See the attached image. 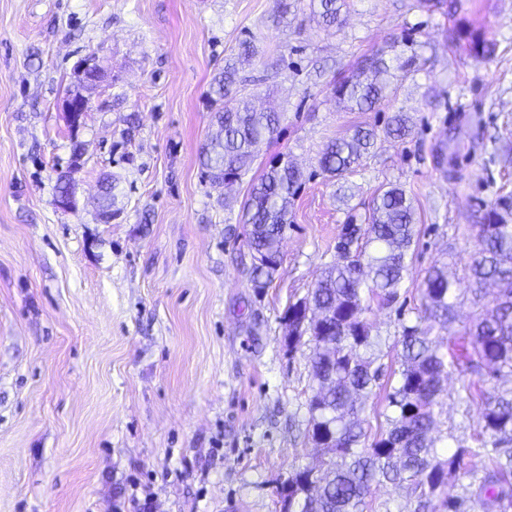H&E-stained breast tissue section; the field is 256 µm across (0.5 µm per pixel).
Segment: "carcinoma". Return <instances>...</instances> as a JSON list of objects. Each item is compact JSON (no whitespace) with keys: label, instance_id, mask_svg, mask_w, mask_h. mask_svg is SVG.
<instances>
[{"label":"carcinoma","instance_id":"1","mask_svg":"<svg viewBox=\"0 0 512 512\" xmlns=\"http://www.w3.org/2000/svg\"><path fill=\"white\" fill-rule=\"evenodd\" d=\"M345 0H310L311 14L330 27L341 24ZM254 46L240 45L236 56L213 77V120L219 132L200 148L199 159L213 184L224 185L250 171L262 145L271 144L281 116L256 110L239 77L250 63ZM388 72L384 51L364 54L351 75L334 83V97L350 110L366 111L385 97ZM408 117L396 113L387 123L388 137L405 138ZM377 132L358 126L351 136L329 142L318 159L328 179L344 176L361 165L375 147ZM303 184L301 170L279 154L250 185L242 205L243 223L250 226L248 246L254 254L251 279L258 288L271 280L279 265L289 213ZM477 250L465 266L463 283L482 299L492 282L498 295L481 306L475 321L464 327L447 351L431 337V323L451 319L460 282L448 279L445 267L433 266L420 288V306L412 324H402L400 380L386 393V427L366 443L360 398L380 386L372 368L379 337L363 317L371 303L390 307L408 269L416 235V211L406 191L396 185L373 198L368 224H347L336 243V259L314 288L288 306L283 321L288 353L311 348L310 367L316 387L307 402L309 436L321 449V468H294L280 486L289 512H365L374 490L400 484L415 503L414 512H466L474 499L482 512H506L512 506V387L488 391L485 385L512 378V196L500 194L473 225ZM463 374L466 403L481 405L480 431L466 441L450 436L448 457L431 436L435 409L448 378ZM476 461L462 493L446 489L448 472Z\"/></svg>","mask_w":512,"mask_h":512}]
</instances>
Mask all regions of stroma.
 <instances>
[{
    "label": "stroma",
    "mask_w": 512,
    "mask_h": 512,
    "mask_svg": "<svg viewBox=\"0 0 512 512\" xmlns=\"http://www.w3.org/2000/svg\"><path fill=\"white\" fill-rule=\"evenodd\" d=\"M280 2L0 0V512H130L135 495L151 512H279L280 483L318 457L310 350L289 353L282 317L334 260L344 224L364 223L391 184L417 208L400 306L365 314L383 368L364 401L373 434L429 270L463 277L470 226L497 190L512 193V0H346L339 29L319 27L310 0ZM245 40L254 104L282 115L253 171L285 152L304 174L261 289L239 221L248 183L213 185L198 155L211 80ZM479 40L494 57L471 53ZM377 49L418 64L390 70L373 110L338 105L333 82ZM91 54L103 77L74 133L62 103ZM396 112L409 136L342 179L321 175L328 140L384 130ZM77 142L78 208L62 210L55 185ZM437 412V437L479 429L457 378Z\"/></svg>",
    "instance_id": "35a3bbf8"
}]
</instances>
